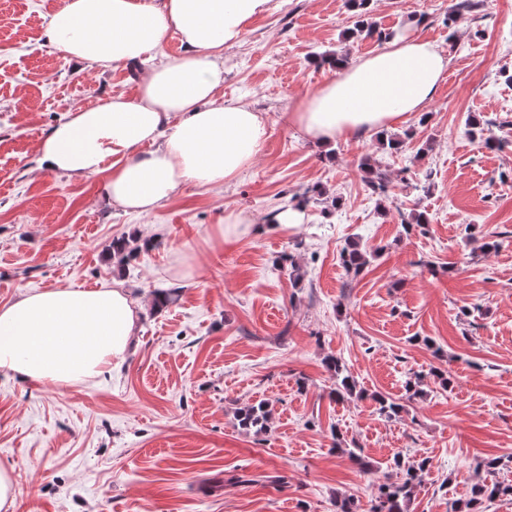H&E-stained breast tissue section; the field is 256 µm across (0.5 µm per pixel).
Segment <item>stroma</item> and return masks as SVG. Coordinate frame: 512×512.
<instances>
[{
    "instance_id": "1",
    "label": "stroma",
    "mask_w": 512,
    "mask_h": 512,
    "mask_svg": "<svg viewBox=\"0 0 512 512\" xmlns=\"http://www.w3.org/2000/svg\"><path fill=\"white\" fill-rule=\"evenodd\" d=\"M372 0L379 28L437 44L448 71L427 119L319 145L288 121L296 99L332 74L320 56L380 51L346 38L347 0H278L224 46L219 99L261 112L254 163L218 189L185 187L149 214L107 206L104 176L73 180L35 163L67 112L134 95L128 66L67 60L46 23L63 0H0V304L30 289L120 283L132 298L180 288L145 307L126 361L53 387L0 372V464L19 478L17 512H368L395 454L430 458L408 512H448L486 479L512 484V0ZM456 15L454 27L444 20ZM505 140L489 150L472 134ZM391 178L364 180V159ZM300 206L301 224L224 235V215L265 220ZM424 213L426 230L405 231ZM499 233L485 254L473 238ZM143 248L117 266L114 238ZM376 250L349 276V242ZM299 266V278L289 275ZM358 396L336 401L326 356ZM447 370L449 386L429 370ZM422 375V393L405 383ZM403 404L393 418L372 400ZM267 403L269 429L243 431L240 407ZM341 448H334V441Z\"/></svg>"
}]
</instances>
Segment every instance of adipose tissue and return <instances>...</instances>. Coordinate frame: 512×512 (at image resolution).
Instances as JSON below:
<instances>
[{"label":"adipose tissue","instance_id":"ef3b65f1","mask_svg":"<svg viewBox=\"0 0 512 512\" xmlns=\"http://www.w3.org/2000/svg\"><path fill=\"white\" fill-rule=\"evenodd\" d=\"M275 0H65L50 15L51 44L69 59L108 69L144 64L134 96L79 107L46 131L40 170L73 179L106 174L112 207L147 214L187 185L218 187L251 166L266 138L261 113L218 100L224 46ZM181 50L163 53L168 35ZM448 70L429 41L401 37L357 58L300 98L291 124L327 144L390 127L423 111ZM140 306L117 285L21 293L0 305V371L63 385L125 361Z\"/></svg>","mask_w":512,"mask_h":512}]
</instances>
